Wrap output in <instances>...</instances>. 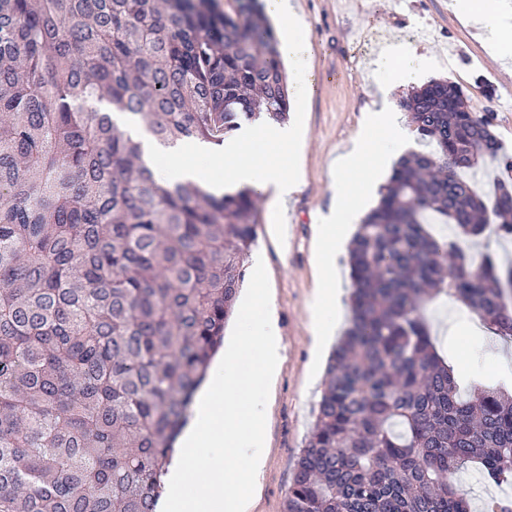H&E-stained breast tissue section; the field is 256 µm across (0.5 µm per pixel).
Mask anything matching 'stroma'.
Returning <instances> with one entry per match:
<instances>
[{
  "label": "stroma",
  "mask_w": 512,
  "mask_h": 512,
  "mask_svg": "<svg viewBox=\"0 0 512 512\" xmlns=\"http://www.w3.org/2000/svg\"><path fill=\"white\" fill-rule=\"evenodd\" d=\"M305 26L303 58L307 91L305 141L300 151V185L283 203L288 231L277 241L269 196L258 195L257 240L282 336V362L270 391L266 422L269 448L251 499V512H283L303 442L314 420L325 363L317 362L310 328L316 285L317 224L336 202L329 165L349 151L366 129L367 110L376 101L407 124L401 101L405 87L379 98L384 76L376 62L383 39L419 46L426 56L420 82L445 79L460 85L472 111L492 113L494 133L512 155V76L490 55L484 32L451 7L452 0H291ZM427 318L448 363L463 374L499 377L512 360V342L490 333H448V303L428 305Z\"/></svg>",
  "instance_id": "stroma-1"
}]
</instances>
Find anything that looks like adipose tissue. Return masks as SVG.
Wrapping results in <instances>:
<instances>
[{
  "instance_id": "adipose-tissue-1",
  "label": "adipose tissue",
  "mask_w": 512,
  "mask_h": 512,
  "mask_svg": "<svg viewBox=\"0 0 512 512\" xmlns=\"http://www.w3.org/2000/svg\"><path fill=\"white\" fill-rule=\"evenodd\" d=\"M453 7L475 24L488 29L500 58L512 56V0H495L489 10L478 0H454ZM370 128V134L360 138L354 150L340 156L330 166L338 203L321 226V236L326 244L323 266L327 276L324 288L317 290L313 300V328L317 331L329 328L335 322L337 292L331 271L337 249L351 225L359 221L363 201L376 192L377 168L400 143L399 127L393 113L387 109L376 111Z\"/></svg>"
}]
</instances>
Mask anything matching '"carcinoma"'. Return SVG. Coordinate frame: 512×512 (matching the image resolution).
<instances>
[{
  "label": "carcinoma",
  "instance_id": "cac0c4a2",
  "mask_svg": "<svg viewBox=\"0 0 512 512\" xmlns=\"http://www.w3.org/2000/svg\"><path fill=\"white\" fill-rule=\"evenodd\" d=\"M101 102L162 146L289 110L259 0H0V512H156L256 239L251 189L161 183ZM405 110L421 148L349 244L350 317L284 512H472L465 464L512 479V398L462 390L423 312L455 298L512 338V263L461 245L490 214L512 239V157L489 113L472 138L453 82ZM487 157L491 197L466 177Z\"/></svg>",
  "mask_w": 512,
  "mask_h": 512
}]
</instances>
